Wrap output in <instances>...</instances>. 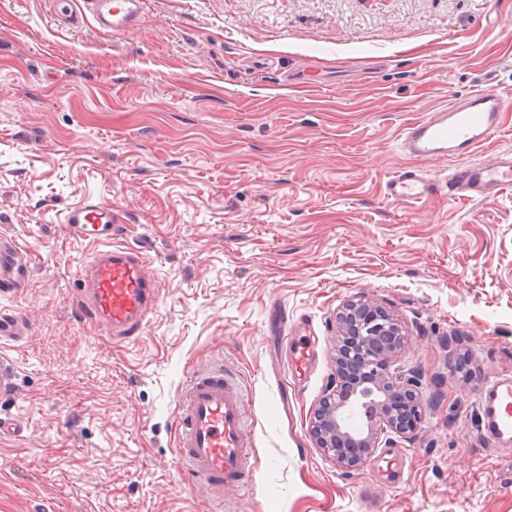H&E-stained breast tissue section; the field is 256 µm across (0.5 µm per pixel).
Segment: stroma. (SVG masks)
I'll return each instance as SVG.
<instances>
[{
    "label": "stroma",
    "instance_id": "obj_1",
    "mask_svg": "<svg viewBox=\"0 0 512 512\" xmlns=\"http://www.w3.org/2000/svg\"><path fill=\"white\" fill-rule=\"evenodd\" d=\"M321 83L305 95L292 78ZM512 98V0H145L123 35L0 0V235L30 260L0 307V512H512V448L478 427L512 373V191L418 209L400 169L447 181L457 158L400 151L403 127L456 95ZM112 204L162 297L113 343L75 309L95 252L62 210ZM400 321L422 422L361 469L309 435L334 373L336 310ZM316 356L293 371L284 326ZM235 373L260 452L251 487L209 500L176 448L192 373Z\"/></svg>",
    "mask_w": 512,
    "mask_h": 512
}]
</instances>
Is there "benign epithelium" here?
<instances>
[{"label": "benign epithelium", "mask_w": 512, "mask_h": 512, "mask_svg": "<svg viewBox=\"0 0 512 512\" xmlns=\"http://www.w3.org/2000/svg\"><path fill=\"white\" fill-rule=\"evenodd\" d=\"M406 336L398 320L369 300L336 312V372L309 434L339 469L370 462L383 441L410 437L421 419L419 372L397 365Z\"/></svg>", "instance_id": "1"}]
</instances>
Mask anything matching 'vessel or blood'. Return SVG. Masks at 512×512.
<instances>
[{
    "label": "vessel or blood",
    "instance_id": "b4317fda",
    "mask_svg": "<svg viewBox=\"0 0 512 512\" xmlns=\"http://www.w3.org/2000/svg\"><path fill=\"white\" fill-rule=\"evenodd\" d=\"M94 21L114 35L139 25L143 0H84ZM512 100L492 89L468 92L449 107L415 119L400 135L404 152L428 159L467 156L490 143L502 130ZM512 190V154H499L490 164H466L448 179L452 200L492 199ZM439 192L431 178L412 170L396 172L386 183L394 200L414 205ZM111 205L86 202L61 218L69 233L98 247L79 268L78 311L112 342L143 334L161 296V285L148 271L143 255L121 241ZM27 270L18 248L0 240V296L17 292ZM481 432L495 445H512V375L502 374L483 387ZM244 395L221 370L191 375L179 406L176 447L198 481L213 498L246 488L257 450L246 435Z\"/></svg>",
    "mask_w": 512,
    "mask_h": 512
}]
</instances>
